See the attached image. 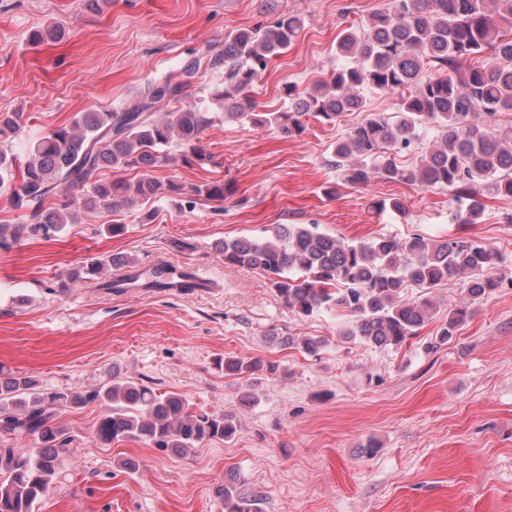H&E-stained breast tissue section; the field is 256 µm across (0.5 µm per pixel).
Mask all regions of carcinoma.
<instances>
[{
	"mask_svg": "<svg viewBox=\"0 0 512 512\" xmlns=\"http://www.w3.org/2000/svg\"><path fill=\"white\" fill-rule=\"evenodd\" d=\"M301 28L300 17L280 14L267 26L226 35L224 51L187 61L177 79L148 83L131 106L80 112L70 124L30 142L19 171L17 157L1 148L0 191L31 214L28 224H0V246L33 236L51 239L74 221L75 206L114 210L159 194H182L175 181L162 184L148 175L132 183L105 181L101 171L210 162L196 142L215 113L183 103L190 79L207 66L224 67V85L210 94L224 116L273 126L285 137L301 134L306 116L334 126L347 112L365 111L368 91L399 95L396 115L368 113L336 141V167L346 184L365 185L379 177L448 188L457 206L451 222L461 227L479 223L484 197H512V137L490 126L498 115L512 112V0H386L362 28L342 32L338 64L326 78L301 91L295 84L283 86L286 110L265 112L253 87ZM489 51L499 63L473 64ZM478 113L488 123L475 124ZM22 127L21 113L0 115V135ZM424 130L430 138L419 164L397 165L390 155L410 149ZM347 157L357 163L344 164ZM195 192L224 203L222 183ZM53 196L61 204L44 206ZM220 253L226 265L265 275L289 311L305 317L343 311L353 318L343 335L380 349L402 347L437 314L433 289L461 280L476 300L499 286L497 252L463 236L414 234L403 240L382 236L349 242L323 233L316 224H278L265 237L226 240ZM112 267L132 269L135 264L129 256L96 257L68 279L76 284ZM99 287L117 293L131 287L190 291L199 283L188 273L174 281L168 269L157 267L101 281ZM410 288L417 294L408 293ZM470 315L466 305L448 311L435 346L453 340ZM287 342L309 356L326 346L325 340L308 336ZM277 370L274 362L224 357V374L242 380L245 404L254 401L258 377ZM93 403L106 411L96 428L105 445L137 441L187 452L205 442L229 441L239 430L233 414L197 411L179 393L160 392L117 373L80 395L40 389L27 376L0 377V434L13 440L0 446V512H34L48 496L72 444L59 416ZM215 497L224 512H263L261 496H243L225 483L216 486Z\"/></svg>",
	"mask_w": 512,
	"mask_h": 512,
	"instance_id": "obj_1",
	"label": "carcinoma"
}]
</instances>
